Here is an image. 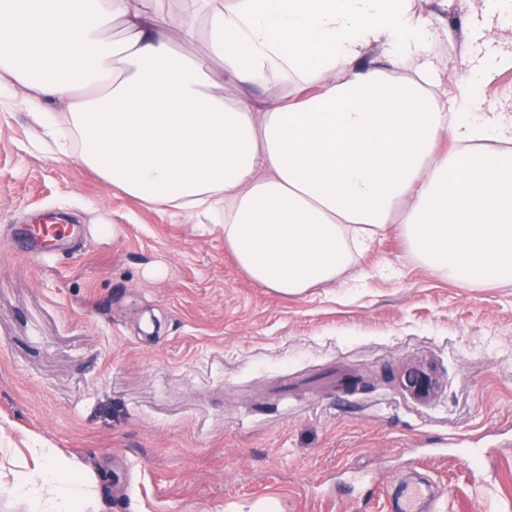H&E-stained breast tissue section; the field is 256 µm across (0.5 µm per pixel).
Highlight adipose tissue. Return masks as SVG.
<instances>
[{"label": "adipose tissue", "mask_w": 512, "mask_h": 512, "mask_svg": "<svg viewBox=\"0 0 512 512\" xmlns=\"http://www.w3.org/2000/svg\"><path fill=\"white\" fill-rule=\"evenodd\" d=\"M0 0V90L24 86L45 143L150 209L206 217L261 287L331 288L388 231L472 288L512 282V113L477 106L483 66L445 88L411 0ZM288 89L268 98L271 81ZM68 106L71 138L42 109ZM13 485L80 512L47 449Z\"/></svg>", "instance_id": "adipose-tissue-1"}]
</instances>
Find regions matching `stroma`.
Segmentation results:
<instances>
[{"label":"stroma","mask_w":512,"mask_h":512,"mask_svg":"<svg viewBox=\"0 0 512 512\" xmlns=\"http://www.w3.org/2000/svg\"><path fill=\"white\" fill-rule=\"evenodd\" d=\"M460 32L435 42L449 84ZM483 108L512 112V68H489ZM0 95V512L50 448L84 478L87 512H396L402 480L432 477L437 512H512V282L468 288L389 232L357 281L286 297L224 246L148 209ZM79 225L31 258L28 230ZM349 396L320 387L336 367ZM426 370L415 400L406 369Z\"/></svg>","instance_id":"35a3bbf8"}]
</instances>
